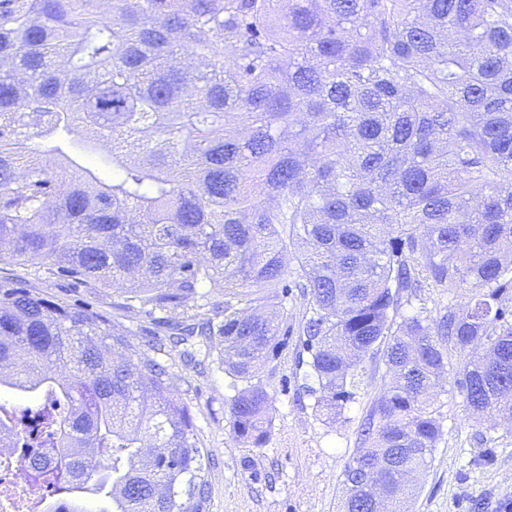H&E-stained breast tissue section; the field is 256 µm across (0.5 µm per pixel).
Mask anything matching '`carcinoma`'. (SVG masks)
Segmentation results:
<instances>
[{
  "mask_svg": "<svg viewBox=\"0 0 512 512\" xmlns=\"http://www.w3.org/2000/svg\"><path fill=\"white\" fill-rule=\"evenodd\" d=\"M102 6L0 0V259L115 292L146 348L1 278L0 389L53 399L38 440L0 401V432L34 449L3 476L50 489L47 512H86L88 490L112 512H207L170 356L217 364L234 439L261 448L266 368L295 336L327 421L382 357L341 512H409L441 374L512 422V0Z\"/></svg>",
  "mask_w": 512,
  "mask_h": 512,
  "instance_id": "1",
  "label": "carcinoma"
}]
</instances>
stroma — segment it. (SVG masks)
<instances>
[{"label":"stroma","instance_id":"obj_1","mask_svg":"<svg viewBox=\"0 0 512 512\" xmlns=\"http://www.w3.org/2000/svg\"><path fill=\"white\" fill-rule=\"evenodd\" d=\"M364 366L368 386L328 424L310 407L295 347L280 352L265 376L275 399L273 427L263 447L245 448L232 437L224 374L212 364L175 363L174 383L212 460L209 512H339L345 463L360 445L362 420L388 382L383 362L368 358ZM442 388L444 436L410 512H503L512 502V424L489 413L471 416L450 383Z\"/></svg>","mask_w":512,"mask_h":512}]
</instances>
